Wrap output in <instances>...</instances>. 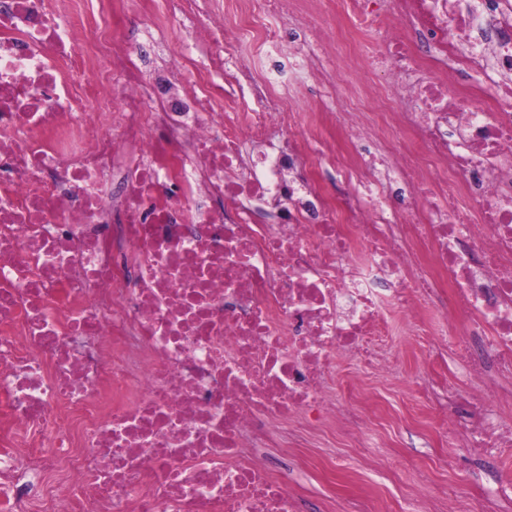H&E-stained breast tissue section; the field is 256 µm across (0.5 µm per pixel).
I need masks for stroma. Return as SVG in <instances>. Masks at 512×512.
<instances>
[{
    "label": "stroma",
    "instance_id": "1",
    "mask_svg": "<svg viewBox=\"0 0 512 512\" xmlns=\"http://www.w3.org/2000/svg\"><path fill=\"white\" fill-rule=\"evenodd\" d=\"M387 356L395 364L391 376L369 374L345 359H337V375L353 376L367 416L371 447L349 445L340 428L316 427L307 442L289 446L295 460L289 487L309 512L323 505L374 498L381 512H405L411 499L435 500L452 489L477 493L478 465L466 449L452 448L438 436L435 409L415 391L423 374L438 384L462 390L465 384L446 361H429L419 350L400 315L390 317Z\"/></svg>",
    "mask_w": 512,
    "mask_h": 512
}]
</instances>
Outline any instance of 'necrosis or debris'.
Instances as JSON below:
<instances>
[{"label":"necrosis or debris","mask_w":512,"mask_h":512,"mask_svg":"<svg viewBox=\"0 0 512 512\" xmlns=\"http://www.w3.org/2000/svg\"><path fill=\"white\" fill-rule=\"evenodd\" d=\"M0 0V512H307L256 451L276 422L368 447L336 360L390 375L396 310L468 388L440 432L512 452V0H349V150L303 33L327 0ZM189 24L195 89L155 33ZM139 30L130 45L122 35ZM261 34L253 55L225 45ZM102 111H92V103ZM409 512H512V480ZM77 2L78 9L82 12L86 22V39L89 43H94L98 36L101 20L98 12L97 0H67ZM291 103L297 112H335L336 119L343 112L351 110L348 92L344 85H339L336 92L322 98H293Z\"/></svg>","instance_id":"obj_1"}]
</instances>
